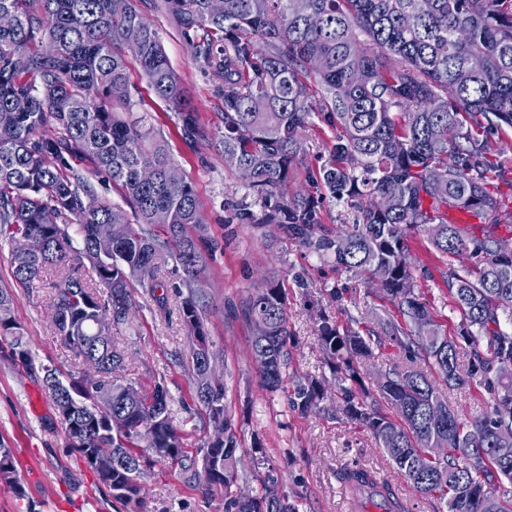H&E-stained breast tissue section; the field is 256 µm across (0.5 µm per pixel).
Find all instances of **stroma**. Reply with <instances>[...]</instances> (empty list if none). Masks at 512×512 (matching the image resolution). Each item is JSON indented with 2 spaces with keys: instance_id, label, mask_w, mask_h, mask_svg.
<instances>
[{
  "instance_id": "stroma-1",
  "label": "stroma",
  "mask_w": 512,
  "mask_h": 512,
  "mask_svg": "<svg viewBox=\"0 0 512 512\" xmlns=\"http://www.w3.org/2000/svg\"><path fill=\"white\" fill-rule=\"evenodd\" d=\"M135 6L153 20L185 95L211 136L210 141L188 146L179 134L177 114L154 97L137 62L129 61L135 89L130 118L160 132L196 190L206 219L202 238L220 244L206 259L197 296L213 367L224 382V408L236 437L239 464L233 492L260 494L271 474L298 512H345V493L336 472L357 465L374 469L399 487L411 512H443L439 500L414 492L404 482L371 433L343 416V397L319 343L322 315H329L339 327L367 328L377 334L380 320L395 317L396 307L385 299L377 280L320 260L282 236L277 227L237 223L234 204L246 189L235 172L225 167L223 155L212 143L219 135L223 110L214 83L152 0H135ZM332 137L319 123L304 133V155L289 173L285 195L307 188L308 170L317 166ZM495 139L498 166L489 172L487 182L500 207L493 217L465 224L463 231L472 239L492 233L510 244L512 129L499 132ZM11 250L9 238L0 236V288L12 295L11 314L35 362L65 374L83 373L85 362L61 342L52 323L56 270L43 269L32 287H23L12 274ZM410 261L416 294L443 332L458 336L461 315L448 294V266L426 234L411 239ZM154 276L166 286V308H159L137 280H130L131 307L126 322L113 328L112 343L124 357V380L147 392L158 384L167 389L172 423L193 459L198 448L213 438L214 430L191 377V338L179 313L186 287L174 257L160 263ZM266 279L278 280L288 296L290 359L283 386L274 392L265 389L249 353L254 327L244 315L247 301ZM9 350V343L0 341V443L13 452L25 494L16 496L10 486L0 483V512H224L223 490L187 483L179 465L167 461L147 467L141 478L142 502L114 498L70 448L65 425L46 397L40 375L11 361ZM311 378L323 384L325 397L319 411L303 413L292 405L291 394L296 383Z\"/></svg>"
}]
</instances>
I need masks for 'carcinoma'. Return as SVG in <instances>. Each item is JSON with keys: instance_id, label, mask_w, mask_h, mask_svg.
Instances as JSON below:
<instances>
[{"instance_id": "obj_1", "label": "carcinoma", "mask_w": 512, "mask_h": 512, "mask_svg": "<svg viewBox=\"0 0 512 512\" xmlns=\"http://www.w3.org/2000/svg\"><path fill=\"white\" fill-rule=\"evenodd\" d=\"M155 0L170 16L194 61L207 68L223 101L218 146L238 159L234 172L253 201L236 205L240 224L275 225L322 260L352 273H379L380 289L403 322L382 328L408 353L409 366L375 380L377 395L397 418L374 403L361 364L380 343L321 318L320 341L339 373L343 413L368 429L393 467L418 494L435 497L446 512H512V496L484 497L486 485L512 484V247L493 234L467 240L448 209L493 216L497 198L487 174L497 149L491 136L512 128V5L507 0ZM0 226L26 234L27 254L11 253L13 277L32 284L47 266L63 270L54 284L55 330L63 344L95 365L93 383L72 378L47 391L65 424L70 447L123 501H138L135 469L151 457H185L171 424L168 396L112 379L123 356L112 346V327L126 317L129 279L154 292L153 269L169 255L180 264L188 295L181 317L199 345L192 378L208 410L214 438L199 449L201 467L184 469L188 483L224 490L225 512H296L274 478L260 496H232L238 460L224 409V383L201 363L205 329L194 285L204 256L187 235L206 219L196 191L177 169L154 130L130 121L134 106L126 53L149 89L174 111H184L180 78L150 21L132 0H0ZM27 57L19 70L14 58ZM23 98L26 107L15 108ZM334 133L327 157L309 171L316 194L288 197L282 186L303 152L302 134L314 120ZM182 140L206 139L191 114L182 116ZM87 162L79 173L69 160ZM104 173L130 208L99 198L91 176ZM338 204L353 221L325 225L324 202ZM54 211L65 224H45ZM124 226L117 239H98L95 227ZM159 226L164 237L148 227ZM425 232L450 259L448 293L461 315L453 340L434 322L414 291L409 239ZM468 255L455 268L451 260ZM87 259L92 282L68 270ZM107 289L102 298L100 289ZM12 295L0 289V338H11L10 357L41 371L11 315ZM246 316L257 337L250 352L270 391L283 385L288 362V298L268 281L250 298ZM471 348L476 367L495 374L491 412L464 421L448 407L437 380L474 385L460 358ZM486 344L487 355L479 351ZM318 380L296 384L293 404L303 413L319 405ZM112 449V470H96L91 455ZM377 471L345 468L347 487L375 484ZM0 482L25 496L11 449L0 445Z\"/></svg>"}]
</instances>
